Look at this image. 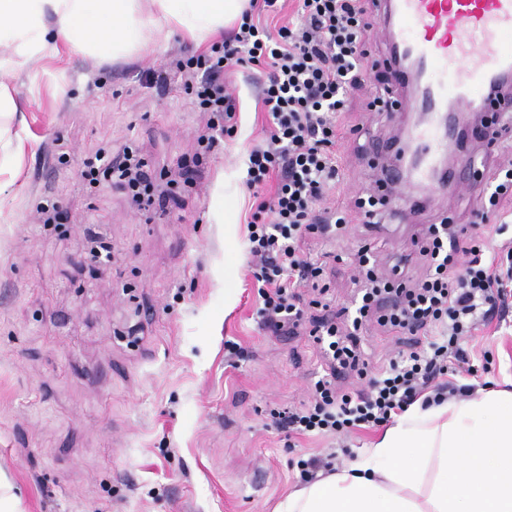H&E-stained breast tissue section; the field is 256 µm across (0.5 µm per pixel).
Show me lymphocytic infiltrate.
Returning a JSON list of instances; mask_svg holds the SVG:
<instances>
[{
    "instance_id": "obj_1",
    "label": "lymphocytic infiltrate",
    "mask_w": 512,
    "mask_h": 512,
    "mask_svg": "<svg viewBox=\"0 0 512 512\" xmlns=\"http://www.w3.org/2000/svg\"><path fill=\"white\" fill-rule=\"evenodd\" d=\"M298 14V21L272 28L246 11L224 44L178 61L176 72L199 111L209 115L208 131L198 138L209 154L238 127L225 72L247 64L267 71L258 96L269 127L247 155L245 181L259 200L248 223L256 314L261 326L279 334L309 330L329 366L307 404L272 418L288 434L336 440L385 425L415 403L473 393L482 375L466 344L505 308L512 210L501 202L512 198V164L498 165L484 189L483 229L428 226L419 250L426 264L421 280L411 286L403 280L410 256H397L384 273L364 245L353 255L365 281L361 297L339 309V321L308 317L300 291L321 287L326 262L304 253L301 243L307 235L325 236L347 224L345 213L325 201L339 171L336 116L367 78L365 37L372 22L367 0H299ZM82 175L121 185L137 209L156 202L153 180L132 149L119 162L96 153L84 160ZM370 320L407 339L405 349L378 368L371 367L362 337V325ZM348 370L365 378V385L338 388V375Z\"/></svg>"
}]
</instances>
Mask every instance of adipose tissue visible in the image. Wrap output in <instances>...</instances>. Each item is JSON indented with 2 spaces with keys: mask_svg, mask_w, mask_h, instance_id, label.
Segmentation results:
<instances>
[{
  "mask_svg": "<svg viewBox=\"0 0 512 512\" xmlns=\"http://www.w3.org/2000/svg\"><path fill=\"white\" fill-rule=\"evenodd\" d=\"M247 0H0V72L56 51L146 47V17L202 40ZM410 463H402L406 450ZM277 512H512V391L413 405L354 463L289 493Z\"/></svg>",
  "mask_w": 512,
  "mask_h": 512,
  "instance_id": "ef3b65f1",
  "label": "adipose tissue"
}]
</instances>
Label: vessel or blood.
Returning a JSON list of instances; mask_svg holds the SVG:
<instances>
[{
	"label": "vessel or blood",
	"mask_w": 512,
	"mask_h": 512,
	"mask_svg": "<svg viewBox=\"0 0 512 512\" xmlns=\"http://www.w3.org/2000/svg\"><path fill=\"white\" fill-rule=\"evenodd\" d=\"M376 26L388 41L382 65L410 88L403 108L419 119L396 136L407 155L376 178L374 190L401 211L424 205L407 189L411 178L431 192L472 190V158L451 171L440 161L457 145V113L490 104L500 116L512 113V98L492 92L512 81V0H385Z\"/></svg>",
	"instance_id": "b4317fda"
}]
</instances>
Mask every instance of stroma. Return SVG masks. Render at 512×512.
I'll list each match as a JSON object with an SVG mask.
<instances>
[{
  "label": "stroma",
  "mask_w": 512,
  "mask_h": 512,
  "mask_svg": "<svg viewBox=\"0 0 512 512\" xmlns=\"http://www.w3.org/2000/svg\"><path fill=\"white\" fill-rule=\"evenodd\" d=\"M224 40L198 44L172 29L126 58L63 46L0 74L19 105L0 116V503L11 512H275L300 486L292 459L333 445L269 419L307 400L321 361L310 337L275 335L256 317V200L244 180L266 134L259 68L225 73L238 133L161 208L137 210L120 188L81 176L85 158L128 145L151 171H175L208 119L175 64ZM147 69L160 82L143 80ZM375 93L366 84L338 117L340 175L327 204L348 212L347 232L307 240L311 253L344 254L374 237L384 258L412 250L437 217L478 220L476 191L410 223L367 227L353 206L370 178L359 154L401 119L369 111ZM47 201L66 216L59 229L38 222ZM92 231L110 238L111 265L89 261ZM228 340L247 351L238 364L224 357ZM468 349L492 354L493 388L512 390V310Z\"/></svg>",
  "instance_id": "stroma-1"
}]
</instances>
